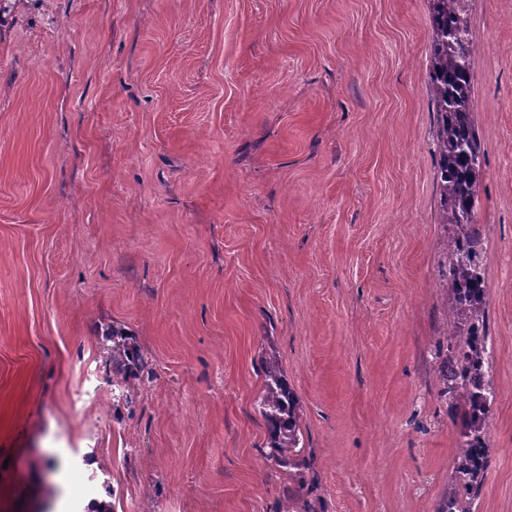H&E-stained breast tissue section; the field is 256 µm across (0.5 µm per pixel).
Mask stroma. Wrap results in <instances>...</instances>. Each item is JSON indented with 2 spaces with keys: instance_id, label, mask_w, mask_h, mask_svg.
Returning a JSON list of instances; mask_svg holds the SVG:
<instances>
[{
  "instance_id": "obj_1",
  "label": "stroma",
  "mask_w": 512,
  "mask_h": 512,
  "mask_svg": "<svg viewBox=\"0 0 512 512\" xmlns=\"http://www.w3.org/2000/svg\"><path fill=\"white\" fill-rule=\"evenodd\" d=\"M466 4L498 393L474 512H512V0ZM431 37L429 0H0V512H436L462 420ZM114 328L152 378L113 383ZM258 411L266 420L270 432L272 457L281 467H295L294 456L299 445V415L294 405V395L281 372L270 368L265 374L263 391L257 397Z\"/></svg>"
}]
</instances>
